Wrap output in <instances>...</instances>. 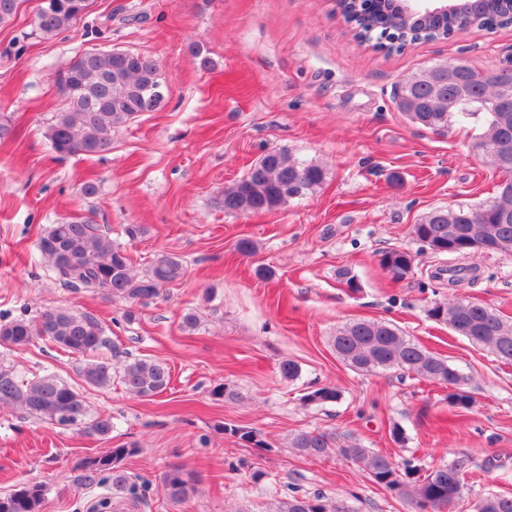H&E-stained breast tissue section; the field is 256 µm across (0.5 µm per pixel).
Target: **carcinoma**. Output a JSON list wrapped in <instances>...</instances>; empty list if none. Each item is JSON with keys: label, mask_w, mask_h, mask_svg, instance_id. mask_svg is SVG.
Listing matches in <instances>:
<instances>
[{"label": "carcinoma", "mask_w": 512, "mask_h": 512, "mask_svg": "<svg viewBox=\"0 0 512 512\" xmlns=\"http://www.w3.org/2000/svg\"><path fill=\"white\" fill-rule=\"evenodd\" d=\"M49 12H38L37 28L47 37L70 30L85 13L89 0H56ZM337 6L350 24L354 37L362 42L374 32L386 36L387 49L401 48L417 40L444 39L449 33L469 26L493 29L512 20V0H457L448 11L437 14H411L399 0H337ZM471 63H439L432 70L401 84L397 107L417 125L445 131L453 124L472 118L484 120L486 131L474 143L486 163L499 176L495 197L484 204H458L438 207L412 225L413 237L435 255L465 259L477 254L475 243L496 241L501 253L512 255V164L500 167L497 157L512 152V71L504 68L472 85L469 98L448 109L438 103L435 93L448 95L454 83L468 79ZM58 83L69 84L72 92L67 108L57 113L47 127L46 138L60 156L100 155L112 150L114 128L136 117L150 85L161 83L159 63L151 56L126 51L91 50L78 56L59 75ZM325 169L313 162L270 151L250 166L247 173L224 189V210L233 212L271 211L293 199L302 198L319 187ZM56 280L64 287L106 295L114 302L134 306L154 300L168 285L181 280L185 266L178 256L163 253L142 272H134L127 251L114 243L100 225L85 216L71 217L52 225L37 242ZM414 257L406 249L380 254L383 270L400 279L413 268ZM426 316L479 348H485L504 362H512V321L504 320L490 306L465 298L435 300ZM37 340L48 341L61 349L85 358L80 374L86 384L107 389L119 379L126 391L136 397H152L165 391L171 382L167 363L159 358H134L114 368L98 355L110 345L105 329L90 313H75L67 308H48L38 317L25 316L0 322V346L23 348ZM336 357L352 371L373 374L379 370L413 373L448 388L451 411L471 409L473 399L464 389L466 379L448 359L441 357L396 325L385 321L359 320L338 330L331 340ZM217 401L239 397L228 383H217L210 390ZM340 399L338 388L325 385L302 397L306 405L333 404ZM0 406L18 408L30 416L46 417L61 426H82L84 434L108 439L112 418L90 417L83 396L56 375L48 373L23 379L10 369L0 368ZM226 432L258 448L269 443L261 433L250 429L223 427ZM289 447L309 457H326L339 452L346 460L368 471L373 482L406 499L414 512H443L451 500H460L465 485L463 476L471 458L459 453L446 463L420 472L410 459L396 463L392 457L350 440L336 445V437L326 432H299ZM134 444L111 448L91 459L88 468L106 473L112 489L137 501L142 489L122 466L135 454ZM162 482L170 498L183 501L191 491L190 479L182 470L169 469ZM45 489L41 485H22L0 497V512H40ZM277 512H350L341 503L331 506L317 493L294 494L282 502ZM474 512H512V494L488 492L477 498Z\"/></svg>", "instance_id": "carcinoma-1"}]
</instances>
